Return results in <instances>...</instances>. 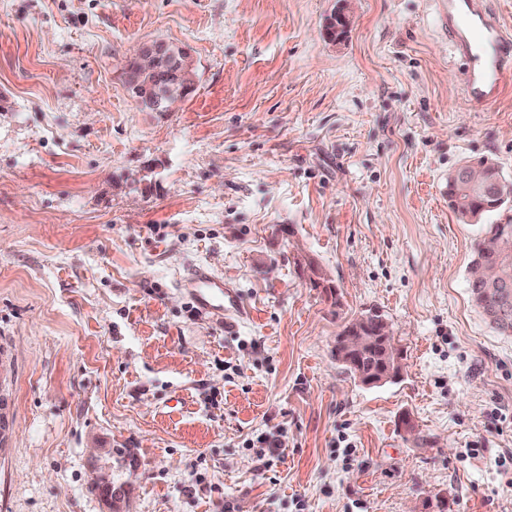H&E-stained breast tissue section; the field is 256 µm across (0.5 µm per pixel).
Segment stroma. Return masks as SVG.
Wrapping results in <instances>:
<instances>
[{
  "instance_id": "1",
  "label": "stroma",
  "mask_w": 512,
  "mask_h": 512,
  "mask_svg": "<svg viewBox=\"0 0 512 512\" xmlns=\"http://www.w3.org/2000/svg\"><path fill=\"white\" fill-rule=\"evenodd\" d=\"M154 41L193 55L173 112L122 83ZM462 70L438 0H0V512H106L100 469L120 512H512V336L468 288L512 202L444 194L512 181V80ZM199 264L248 320L193 312ZM374 311L404 370L369 388L331 350ZM468 166L461 171V179L470 185H483L484 188L490 186L496 187L498 181L487 170L491 169L494 174L503 183V191L506 194V199L500 200L498 190H483L478 186H461L456 180H452V174L448 176V206L456 213L458 219L463 223H470L473 220L480 219L483 215L496 212L502 208L507 200L512 199V182L506 180L499 169L492 163L485 160H480L476 165L466 164L459 167L457 170ZM485 167V168H482ZM511 196V199L508 198Z\"/></svg>"
}]
</instances>
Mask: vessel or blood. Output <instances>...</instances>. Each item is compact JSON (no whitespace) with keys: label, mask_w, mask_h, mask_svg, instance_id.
Segmentation results:
<instances>
[{"label":"vessel or blood","mask_w":512,"mask_h":512,"mask_svg":"<svg viewBox=\"0 0 512 512\" xmlns=\"http://www.w3.org/2000/svg\"><path fill=\"white\" fill-rule=\"evenodd\" d=\"M439 10L448 38L463 61V89L477 105L493 102L512 77V32L487 10L484 0H441ZM191 299L197 314L215 322L244 318L246 309L238 291L208 266L190 269L177 282Z\"/></svg>","instance_id":"vessel-or-blood-1"}]
</instances>
